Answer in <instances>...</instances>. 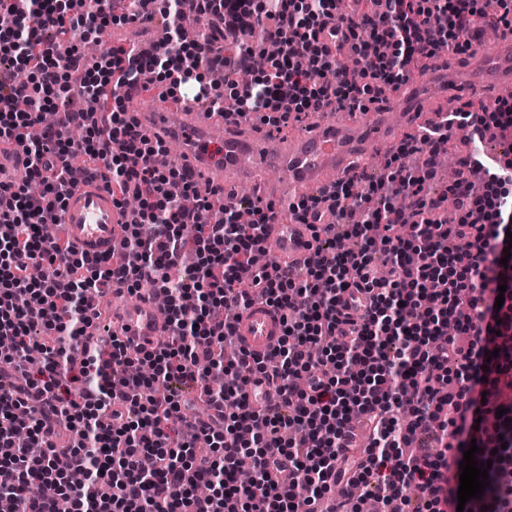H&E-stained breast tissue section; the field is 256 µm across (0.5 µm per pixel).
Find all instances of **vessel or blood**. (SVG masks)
<instances>
[{
	"instance_id": "obj_1",
	"label": "vessel or blood",
	"mask_w": 512,
	"mask_h": 512,
	"mask_svg": "<svg viewBox=\"0 0 512 512\" xmlns=\"http://www.w3.org/2000/svg\"><path fill=\"white\" fill-rule=\"evenodd\" d=\"M488 83L495 85L498 97H512L510 31L500 33L492 58L477 60L462 90L468 96H478ZM129 104L137 112L136 130L140 135L152 140L182 141L176 162L203 190H226L254 179L261 183V196L284 193L289 200H298L312 189L324 187L330 176H357L362 155L378 148L385 139V125L378 120L363 119L353 124L324 121L310 134L285 142L276 133L250 126L243 119L227 121L215 112L201 116L197 104L189 98L150 112L141 111L138 99H130ZM11 149V159L0 156L1 181H16L22 175L21 142H13ZM271 170L278 172V179L265 181V174ZM121 222L111 191L96 177L69 192L58 213L56 229L78 250L109 255L120 246ZM264 237L269 252L284 263L304 262L314 248L308 225L294 220L266 225ZM94 308L107 313L108 321L101 326L91 325L88 335L103 332L117 336L126 343L130 356L151 350L169 333L165 319L156 310L153 293L113 307L98 301ZM234 326L240 346L255 353L271 350L283 334L280 311L262 301L242 312Z\"/></svg>"
}]
</instances>
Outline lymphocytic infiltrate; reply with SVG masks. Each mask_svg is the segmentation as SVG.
<instances>
[{
	"label": "lymphocytic infiltrate",
	"instance_id": "1",
	"mask_svg": "<svg viewBox=\"0 0 512 512\" xmlns=\"http://www.w3.org/2000/svg\"><path fill=\"white\" fill-rule=\"evenodd\" d=\"M355 2L340 14L336 0H168L163 43L112 47L88 69L76 39L134 23L156 0H0L14 17L0 28V147L45 110L67 119L25 142L26 181L0 182V338L10 345L0 353V495L12 512H57L64 498L71 512H303L334 484L349 512H360L357 487L377 512H445L443 471L473 444L492 467L468 512H512V486L498 479L512 468V263L503 262L512 161L488 166L478 187L459 171L448 186L452 224L426 187L447 131L408 138L379 178L339 181L290 205L300 223L327 211L337 224L295 276L274 260L252 262L275 203L249 199L252 219L237 223L222 190L200 194L186 171L156 164L166 145L135 135L112 92H148L164 78L167 99L179 101L184 85L217 112L230 97L238 116L282 130L329 107L368 111L381 85L406 84L439 47L467 53L486 20L478 0ZM189 6L238 38L236 55L180 39ZM271 43L270 69L242 80L249 57ZM349 61L358 82L345 79ZM218 68L220 89L204 79ZM75 93L107 102L79 141ZM453 119L476 139L485 129L512 134V99ZM78 156L122 207L119 255H77L47 230L78 183ZM401 197L411 208L392 210ZM344 239L362 245L339 250ZM115 285L167 298L169 336L136 359L116 340L107 351L81 346L95 295ZM256 297L281 311L284 336L264 356L241 350L225 363L235 339L224 313ZM192 390L203 392L208 420L185 416ZM485 392L497 400L482 401ZM359 420L370 441L352 464L346 444ZM202 440L210 450L199 454ZM246 456L255 478L242 483Z\"/></svg>",
	"mask_w": 512,
	"mask_h": 512
}]
</instances>
